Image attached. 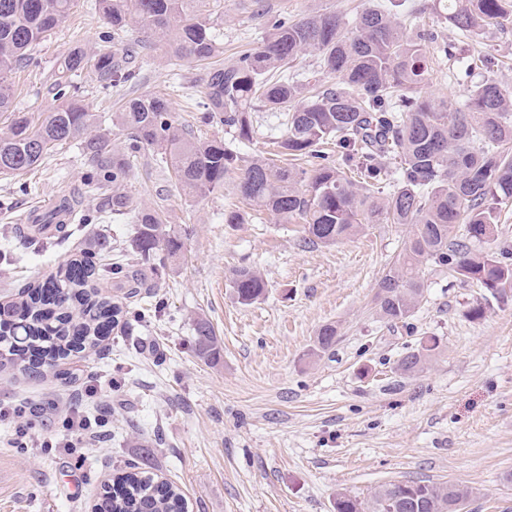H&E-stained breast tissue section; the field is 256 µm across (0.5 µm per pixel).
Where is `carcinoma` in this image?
Wrapping results in <instances>:
<instances>
[{
    "label": "carcinoma",
    "mask_w": 512,
    "mask_h": 512,
    "mask_svg": "<svg viewBox=\"0 0 512 512\" xmlns=\"http://www.w3.org/2000/svg\"><path fill=\"white\" fill-rule=\"evenodd\" d=\"M448 23L463 37L504 28L512 22V0H438ZM112 27L94 51L75 47L57 68L61 102L40 122L12 111L9 74L27 62V50L41 42L77 7L78 0H0V112L10 113L0 132V174L39 166L59 145L76 142L86 163L112 183L97 219L132 216L125 239L98 234L80 256L44 280L28 283L20 299L0 306V369L21 365L32 378L44 376L74 354H92L109 335L125 303L150 288L154 275L176 261L185 237L165 212L134 202L121 186L144 150L194 197L224 187L235 176V194L257 215L280 224L303 225L304 243L331 245L364 224L408 227L405 247L375 293V308L388 323H407L424 291L423 273L432 266L471 280L498 299L512 290V246L481 250L493 240L502 205L512 199V89L483 77L453 113L425 96L428 71L424 43L430 34L411 35L389 9H367L349 21L332 11L297 19L273 15L260 44L236 61L209 71L200 107L203 122L223 125L232 139L200 137L175 117L168 99L144 93L112 113V126L126 133L112 146L100 116L89 111L68 80L86 73L102 89L130 80V58L112 53L111 41L126 37L143 50L157 39L168 61L205 62L222 45L213 33L207 0H96ZM305 54L317 56L310 77L290 72ZM332 79L328 85L322 79ZM282 113L284 134L275 144L309 168L277 167L263 155L241 152L257 134L255 102ZM336 150L345 165L328 161ZM400 159L389 173L383 160ZM394 182L391 192L382 185ZM231 288L240 304L251 305L267 288L261 272L233 271ZM193 350L204 361L220 354L211 323L193 319ZM337 326L323 325L315 353L329 351ZM439 349L431 337L405 355L406 375L423 370ZM469 492L429 480L380 486L361 501L336 495V512H459ZM180 489L133 467L102 486L94 512H184Z\"/></svg>",
    "instance_id": "obj_1"
}]
</instances>
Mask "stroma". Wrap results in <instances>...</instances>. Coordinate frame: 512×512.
Here are the masks:
<instances>
[{
    "instance_id": "1",
    "label": "stroma",
    "mask_w": 512,
    "mask_h": 512,
    "mask_svg": "<svg viewBox=\"0 0 512 512\" xmlns=\"http://www.w3.org/2000/svg\"><path fill=\"white\" fill-rule=\"evenodd\" d=\"M387 0H209L224 50L219 64L257 46L261 10L296 18L314 11L347 17ZM435 0H404L399 19L433 33V69L422 91L456 110L479 74L454 82L461 57L495 60L490 76L512 88V23L490 35L458 38L433 9ZM427 4L425 14L417 7ZM109 27L95 0H80L68 18L30 52L9 80L14 104L40 116L57 105V67L77 46H95ZM209 69L203 62L169 65L162 52L138 54L135 77L104 91L89 78L77 84L103 120L140 92L159 93L178 120L196 133L222 137L204 124L198 103ZM136 201L160 207L188 233L183 257L155 279L143 301L103 340L97 355L73 359L74 377L38 379L0 373V408L25 406L36 423L34 447L14 445L15 424L0 418V512H91L102 486L135 463L178 486L188 512H335L337 493L369 499L385 483L451 482L471 490L465 512H512V295L487 299L477 284L435 270L424 272L423 299L407 325L377 317L373 296L403 249L405 226L368 224L336 244L307 245L298 224L272 216L230 226L237 205L232 185L185 196L152 152H143L124 182ZM0 238L21 257L0 263V298L13 299L59 262L89 246L83 225L62 244L25 245L29 210L59 198L92 212L96 197L76 144L56 147L33 171L0 175ZM258 268L267 283L256 303H238L229 278ZM485 302L483 317L472 304ZM213 325L217 360L195 356L192 318ZM336 324V345L314 356L319 328ZM436 337L440 348L423 371L398 368L407 352ZM95 387L96 401L84 396ZM107 421L95 447L46 450L68 410Z\"/></svg>"
}]
</instances>
